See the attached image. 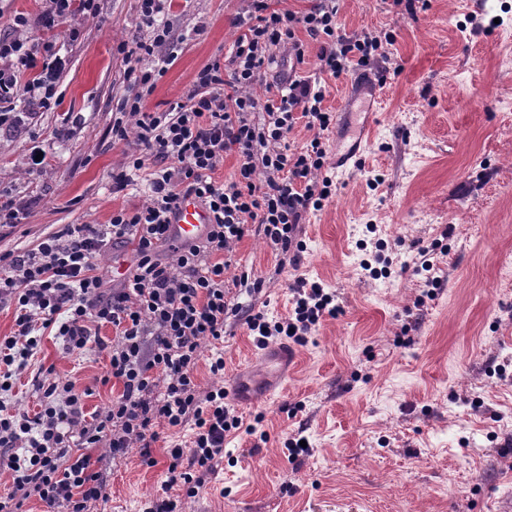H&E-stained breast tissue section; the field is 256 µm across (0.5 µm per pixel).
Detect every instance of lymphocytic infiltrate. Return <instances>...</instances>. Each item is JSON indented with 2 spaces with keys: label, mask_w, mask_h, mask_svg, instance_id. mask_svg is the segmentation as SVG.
Masks as SVG:
<instances>
[{
  "label": "lymphocytic infiltrate",
  "mask_w": 512,
  "mask_h": 512,
  "mask_svg": "<svg viewBox=\"0 0 512 512\" xmlns=\"http://www.w3.org/2000/svg\"><path fill=\"white\" fill-rule=\"evenodd\" d=\"M35 17L20 15L12 31L0 35V102L25 88L31 99L50 108L55 96L51 78L21 85L38 54L49 42L30 37L33 29L53 30L75 12L96 15L97 0H42ZM167 0H138L140 36L121 42L130 86L112 125V137L131 150L124 169L113 174L112 190L131 185L145 171L148 195L134 210L114 211L106 224H68L36 248L0 265V300L16 306L15 330L0 336V473H8L12 492L0 512H22L36 496L52 512H89L105 499L106 485L86 451L108 448L113 459L140 451L142 465L155 466L152 450L159 427L191 431L188 444L167 449L163 495L143 512H181L183 497L198 494L209 475L224 462V440L239 431L243 418L225 401L223 388L202 389L195 375L207 360L212 375L224 372V323L242 318L256 346L286 340L306 344L325 317L335 316L336 296L316 282L297 280L287 317L272 320L255 306L231 296L226 274L233 249L246 235H261L276 251L298 262L306 245L301 226L321 210L333 182L323 176L325 134L334 116L322 103L327 89L321 74L333 77L351 67L371 66L380 40L345 34L337 26L340 0H317L304 15L270 8L267 0H250L238 24L225 66L209 64L169 111H145L151 90L179 50V41L161 19ZM320 40V76L291 75L272 83L263 77L275 61L274 50L288 49L303 62L298 30ZM264 85L265 97L255 88ZM264 115L255 124L252 113ZM310 132L303 145L288 139L298 118ZM239 166L223 184L213 177L225 155ZM192 195L211 212L204 238L175 247L173 260L158 249L166 244L170 219L180 199ZM135 243L136 259L120 287H107L96 259L113 243ZM112 325L111 342L99 336ZM65 351L98 348L108 355L106 375L121 383L120 395L101 411L87 412L73 382L46 378L36 383L37 411L12 403L14 380L25 370L45 333ZM216 348L203 358L204 345Z\"/></svg>",
  "instance_id": "obj_1"
}]
</instances>
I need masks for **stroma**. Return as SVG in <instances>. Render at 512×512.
I'll use <instances>...</instances> for the list:
<instances>
[{
	"label": "stroma",
	"mask_w": 512,
	"mask_h": 512,
	"mask_svg": "<svg viewBox=\"0 0 512 512\" xmlns=\"http://www.w3.org/2000/svg\"><path fill=\"white\" fill-rule=\"evenodd\" d=\"M247 0H172L163 15L182 49L144 106L164 112L199 70L228 59ZM341 31L393 35L372 68L327 77L323 106L335 113L326 135L335 196L302 226L298 264L249 234L234 247L231 274L262 279L258 302L286 317L291 285L303 278L335 293L339 310L294 346L287 386L242 409L255 434L227 437L224 464L183 502L184 512H512V0H430L399 13L392 0H343ZM137 0H100L49 32L64 66L56 103L32 108L21 128L0 129V204L20 206L0 223V256L35 248L66 224H105L113 211L146 199L145 184L112 191L128 147L110 129L126 93L120 42L138 35ZM371 101L377 125L355 170L336 166L350 141V115ZM46 156L30 170L32 150ZM433 253L420 271L419 251ZM385 257L390 273L372 276ZM439 276L424 298L427 275ZM224 375L200 361L202 388L228 386L261 354L241 322L228 319ZM106 353H67L44 337L16 384L32 410L38 371L87 390V412L122 391L100 384ZM311 451L289 460V434ZM87 454L106 480L107 501L92 512H142L159 495L166 455L155 467L138 452L120 462Z\"/></svg>",
	"instance_id": "1"
}]
</instances>
